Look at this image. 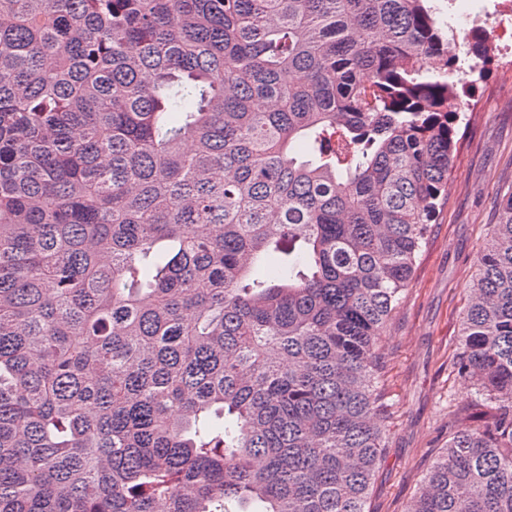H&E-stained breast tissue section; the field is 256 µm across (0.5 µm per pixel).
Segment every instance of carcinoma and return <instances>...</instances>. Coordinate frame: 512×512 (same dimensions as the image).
<instances>
[{"instance_id": "cac0c4a2", "label": "carcinoma", "mask_w": 512, "mask_h": 512, "mask_svg": "<svg viewBox=\"0 0 512 512\" xmlns=\"http://www.w3.org/2000/svg\"><path fill=\"white\" fill-rule=\"evenodd\" d=\"M462 45L433 0H0V512H368ZM499 209L456 362L498 410L407 512H512Z\"/></svg>"}]
</instances>
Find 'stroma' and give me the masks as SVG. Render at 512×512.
Masks as SVG:
<instances>
[{"mask_svg": "<svg viewBox=\"0 0 512 512\" xmlns=\"http://www.w3.org/2000/svg\"><path fill=\"white\" fill-rule=\"evenodd\" d=\"M469 95L480 108L460 125L448 198L376 348L391 408L368 512H406L449 432L496 411L455 363L477 261L512 192V64L490 58Z\"/></svg>", "mask_w": 512, "mask_h": 512, "instance_id": "1", "label": "stroma"}]
</instances>
